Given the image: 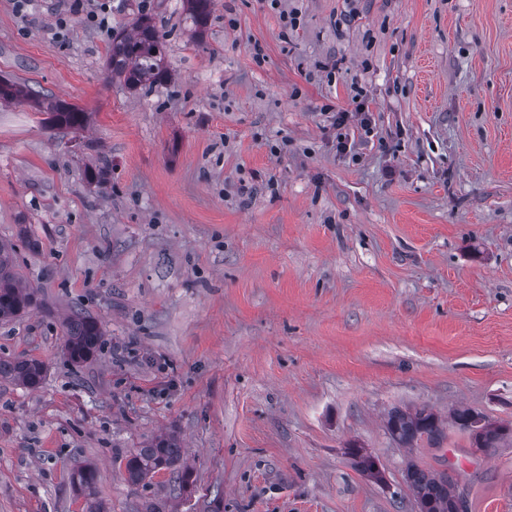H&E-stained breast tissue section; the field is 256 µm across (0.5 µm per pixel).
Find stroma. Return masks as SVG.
<instances>
[{
  "label": "stroma",
  "mask_w": 512,
  "mask_h": 512,
  "mask_svg": "<svg viewBox=\"0 0 512 512\" xmlns=\"http://www.w3.org/2000/svg\"><path fill=\"white\" fill-rule=\"evenodd\" d=\"M87 7L0 0V76L90 115L63 136L0 107V241L41 301L0 322V357L45 369L37 389L0 378V512H419L412 464L450 472L467 512H512V446L448 424L512 426V0H211L201 44L184 0H112V27L148 13L165 37L146 93L108 77ZM354 83L373 132L349 119L343 155L328 112ZM75 307L106 333L81 365ZM415 407L447 422L442 450L388 435ZM163 433L189 487L131 485ZM451 421L459 431L468 434L472 448L478 452L499 448L506 442L512 443L511 426L492 423L471 408L456 409L451 416Z\"/></svg>",
  "instance_id": "1"
}]
</instances>
